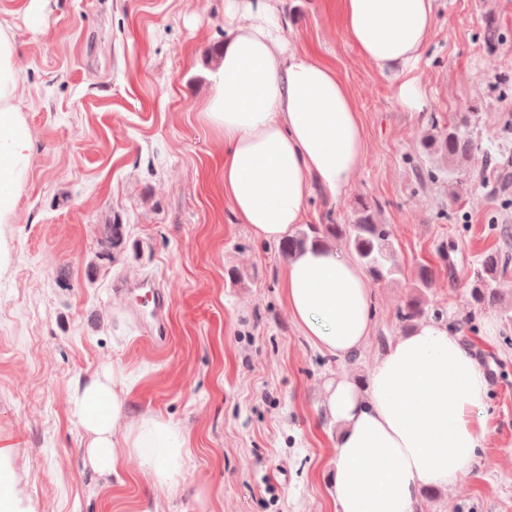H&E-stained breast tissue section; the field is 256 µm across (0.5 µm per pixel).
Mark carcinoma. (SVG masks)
<instances>
[{"label":"carcinoma","mask_w":512,"mask_h":512,"mask_svg":"<svg viewBox=\"0 0 512 512\" xmlns=\"http://www.w3.org/2000/svg\"><path fill=\"white\" fill-rule=\"evenodd\" d=\"M428 149L448 160V173H453V162L470 157L473 142L467 131V120L462 117L448 126V130L431 135ZM345 239L349 250L356 256L369 274L377 281L390 278L399 271L398 262L390 241V233L384 224L374 221L371 211L361 206L351 224H305L281 246L285 256L327 243L328 239ZM507 263L491 253L482 262V269L472 285V295L478 302H494L498 297L497 282L500 270ZM425 315L421 301L413 296L400 312L401 320L409 324Z\"/></svg>","instance_id":"1"}]
</instances>
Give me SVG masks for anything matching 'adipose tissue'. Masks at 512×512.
<instances>
[{
    "label": "adipose tissue",
    "mask_w": 512,
    "mask_h": 512,
    "mask_svg": "<svg viewBox=\"0 0 512 512\" xmlns=\"http://www.w3.org/2000/svg\"><path fill=\"white\" fill-rule=\"evenodd\" d=\"M336 7L358 55L398 79L402 110L423 111L426 95L412 72L433 35L436 0H336ZM224 12V53L204 115L224 132V196L234 215L257 241L274 243L303 222L313 189L336 199L352 188L366 157L365 127L336 68L289 48L275 0H225ZM13 57L0 30V223L13 210L31 149L13 104ZM281 277L288 311L310 345L341 360L366 345L373 292L358 264L335 246L310 247L285 262ZM123 382L119 372L94 377L74 395V413L91 436L88 459L114 472L124 448L153 484L171 485L187 440L158 418L117 435ZM488 394L475 352L436 321L392 342L365 385L346 375L326 383L325 409L341 425L336 512H417L423 487L452 489L486 447Z\"/></svg>",
    "instance_id": "1"
}]
</instances>
